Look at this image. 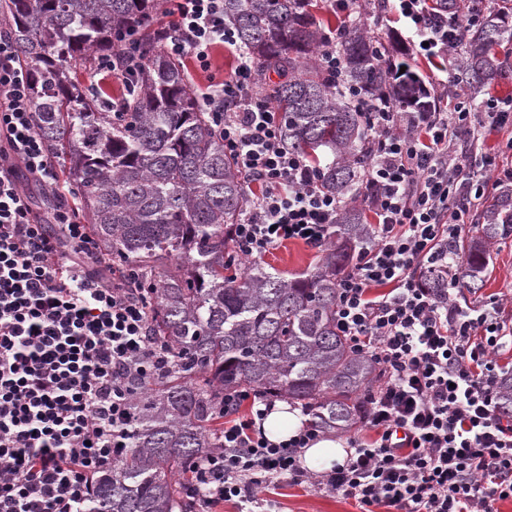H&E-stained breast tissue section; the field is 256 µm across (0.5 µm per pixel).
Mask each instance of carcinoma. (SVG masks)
Wrapping results in <instances>:
<instances>
[{"label":"carcinoma","mask_w":512,"mask_h":512,"mask_svg":"<svg viewBox=\"0 0 512 512\" xmlns=\"http://www.w3.org/2000/svg\"><path fill=\"white\" fill-rule=\"evenodd\" d=\"M310 7L311 0H224V18L257 74L283 78L266 99L280 112L288 150L307 159L337 197L368 196L366 118L343 88L403 112H434L436 102L416 73L398 76L405 62L386 58L353 22L336 29L343 69L331 78L315 60L326 36ZM3 11L4 32L30 79L38 132L62 158L104 256L129 287L147 289L150 334L173 355L159 380L134 382L128 448L95 477L84 512H194L185 475L219 446L227 391L284 397L322 431L351 429L363 417L360 392L378 377L373 361L336 330L337 283L371 237L364 213L340 212L308 274L286 279L257 264L242 267L232 230L246 179L199 110L182 66L159 48L161 0H4ZM511 16L487 11L463 35L469 88L489 89L505 73L495 47L512 43ZM130 31L140 74L117 119L93 105L69 64L123 57ZM482 219L475 240L452 245L462 251L459 287L470 294L484 286L488 245L512 235L509 194ZM448 273V264L435 262L421 283L439 296ZM498 410L512 417V371L498 378Z\"/></svg>","instance_id":"obj_1"}]
</instances>
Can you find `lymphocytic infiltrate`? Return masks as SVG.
<instances>
[{
  "label": "lymphocytic infiltrate",
  "instance_id": "obj_1",
  "mask_svg": "<svg viewBox=\"0 0 512 512\" xmlns=\"http://www.w3.org/2000/svg\"><path fill=\"white\" fill-rule=\"evenodd\" d=\"M395 10L416 54L429 58L456 49L482 12L440 13L426 0H396ZM167 14L159 40L174 59L205 71L215 47L238 44L224 0H172ZM254 73L239 51L232 74L200 94L225 151L262 188L234 227L237 251L258 257L289 240L322 247L342 202L285 147ZM369 110L366 182L378 221L337 284L336 327L379 370L363 396L376 438L352 441L344 464L314 477L300 453L318 428L273 443L256 425L271 400L225 393L224 441L193 466L202 512L254 502L256 489L283 480L341 493L361 512H498L512 499V418L498 411L495 361L512 319L498 304L465 308L456 288L437 296L419 282L465 233L489 181L512 184V168L471 167L461 145L479 130L464 104L399 112L374 102ZM21 168L58 198L49 222L34 213ZM149 319L147 298L104 257L78 196L60 182L18 52L0 33V512H82L94 476L127 446L132 379L151 382L171 362Z\"/></svg>",
  "mask_w": 512,
  "mask_h": 512
}]
</instances>
